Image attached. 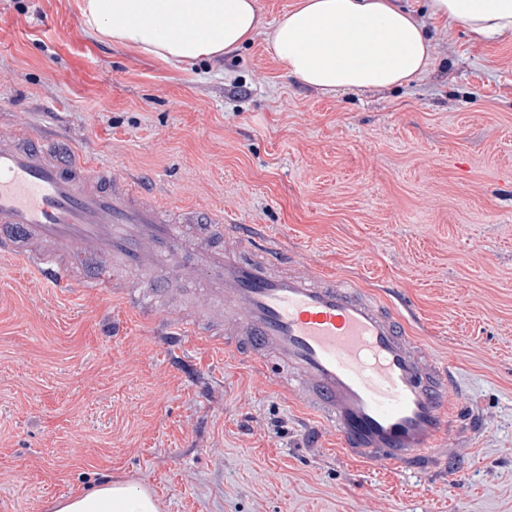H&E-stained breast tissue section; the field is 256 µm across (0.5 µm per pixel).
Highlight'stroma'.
<instances>
[{"instance_id":"1","label":"stroma","mask_w":512,"mask_h":512,"mask_svg":"<svg viewBox=\"0 0 512 512\" xmlns=\"http://www.w3.org/2000/svg\"><path fill=\"white\" fill-rule=\"evenodd\" d=\"M81 2L0 0V135L52 125L168 212H222L403 296L468 423L445 477L358 466L277 389L278 357L226 355L199 276L170 281L167 320L146 325L0 254V512H48L107 477L162 512H512V33L426 19L421 79L327 95L263 38L178 67L89 37ZM194 317L207 338L169 344Z\"/></svg>"}]
</instances>
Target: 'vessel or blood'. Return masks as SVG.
<instances>
[{
    "label": "vessel or blood",
    "instance_id": "vessel-or-blood-1",
    "mask_svg": "<svg viewBox=\"0 0 512 512\" xmlns=\"http://www.w3.org/2000/svg\"><path fill=\"white\" fill-rule=\"evenodd\" d=\"M231 230L214 211L163 213L139 183L94 163L58 131L0 138V253L61 292H111L119 274L155 275L124 301L149 321L171 276L205 275L237 322L225 350L263 365L276 353L287 389L340 440L350 461L423 471L447 458L461 410L449 366L430 359L400 306L360 282L306 271L273 245L215 244Z\"/></svg>",
    "mask_w": 512,
    "mask_h": 512
}]
</instances>
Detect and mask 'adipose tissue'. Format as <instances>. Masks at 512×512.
<instances>
[{"label": "adipose tissue", "mask_w": 512, "mask_h": 512, "mask_svg": "<svg viewBox=\"0 0 512 512\" xmlns=\"http://www.w3.org/2000/svg\"><path fill=\"white\" fill-rule=\"evenodd\" d=\"M429 17L477 41L512 32V0H427ZM86 33L182 64L231 54L254 40L257 0H83ZM266 50L288 77L326 93L397 88L432 62L424 19L399 0H295ZM52 512H159L144 487L104 480L56 500Z\"/></svg>", "instance_id": "adipose-tissue-1"}]
</instances>
